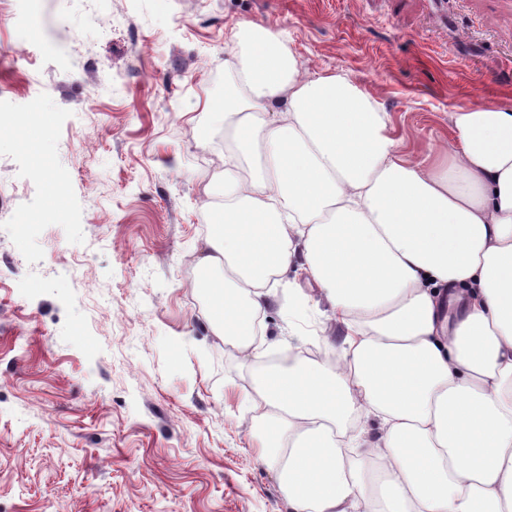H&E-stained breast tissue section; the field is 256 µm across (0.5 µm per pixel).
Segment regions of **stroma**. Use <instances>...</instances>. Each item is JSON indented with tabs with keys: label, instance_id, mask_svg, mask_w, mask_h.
<instances>
[{
	"label": "stroma",
	"instance_id": "stroma-1",
	"mask_svg": "<svg viewBox=\"0 0 512 512\" xmlns=\"http://www.w3.org/2000/svg\"><path fill=\"white\" fill-rule=\"evenodd\" d=\"M242 20L347 74L417 162L454 107H512V0H0V512H291L194 264ZM282 281L266 337L336 355L318 288Z\"/></svg>",
	"mask_w": 512,
	"mask_h": 512
}]
</instances>
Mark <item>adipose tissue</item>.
I'll use <instances>...</instances> for the list:
<instances>
[{
	"instance_id": "1",
	"label": "adipose tissue",
	"mask_w": 512,
	"mask_h": 512,
	"mask_svg": "<svg viewBox=\"0 0 512 512\" xmlns=\"http://www.w3.org/2000/svg\"><path fill=\"white\" fill-rule=\"evenodd\" d=\"M212 175L222 219L215 335L264 368L243 404L293 512H512V107L450 114L432 165L402 157L376 101L304 72L284 33L242 21ZM309 272L345 330L335 362L303 335L258 344L270 277Z\"/></svg>"
}]
</instances>
